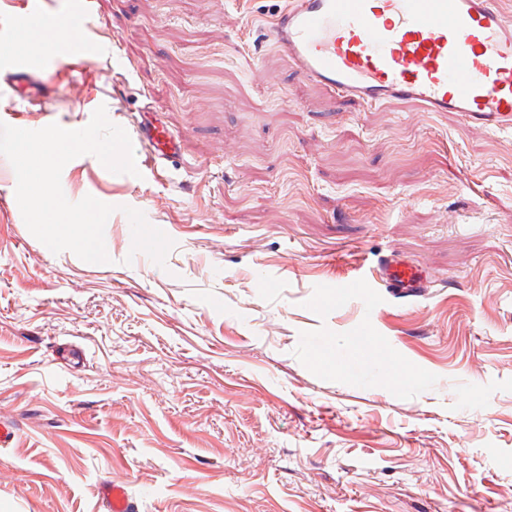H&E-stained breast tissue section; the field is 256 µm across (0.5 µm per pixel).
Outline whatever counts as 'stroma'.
Here are the masks:
<instances>
[{"label": "stroma", "instance_id": "35a3bbf8", "mask_svg": "<svg viewBox=\"0 0 512 512\" xmlns=\"http://www.w3.org/2000/svg\"><path fill=\"white\" fill-rule=\"evenodd\" d=\"M286 3L92 0L87 110L0 94L28 130L148 102L182 137L136 178L64 167L115 208L105 264L47 251L0 156V512H105L113 481L137 512H512V133L305 83L262 40ZM380 279L400 294L412 296L427 287V278L421 266L413 261L389 260L378 270Z\"/></svg>", "mask_w": 512, "mask_h": 512}]
</instances>
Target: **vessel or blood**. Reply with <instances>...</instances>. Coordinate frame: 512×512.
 Segmentation results:
<instances>
[{"label": "vessel or blood", "mask_w": 512, "mask_h": 512, "mask_svg": "<svg viewBox=\"0 0 512 512\" xmlns=\"http://www.w3.org/2000/svg\"><path fill=\"white\" fill-rule=\"evenodd\" d=\"M90 0H67L75 21L65 47L50 45L42 64L19 59L9 36L0 75L12 95L59 90L61 62L86 64L102 49L90 37ZM17 21L44 20L41 0H16ZM266 40L290 60L305 82L336 98L375 107L411 103L424 112H459L488 130H512V17L496 0H289L265 30ZM141 150L158 168L179 150L150 106L136 128ZM387 287L411 296L427 278L413 261L390 260L378 270ZM107 512H132L124 484L103 490Z\"/></svg>", "instance_id": "vessel-or-blood-1"}]
</instances>
